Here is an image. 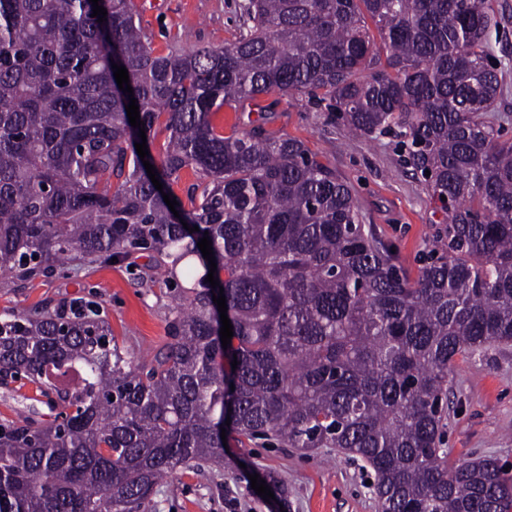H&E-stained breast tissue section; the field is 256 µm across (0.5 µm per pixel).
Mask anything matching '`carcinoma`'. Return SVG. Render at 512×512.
I'll return each instance as SVG.
<instances>
[{
  "label": "carcinoma",
  "instance_id": "obj_1",
  "mask_svg": "<svg viewBox=\"0 0 512 512\" xmlns=\"http://www.w3.org/2000/svg\"><path fill=\"white\" fill-rule=\"evenodd\" d=\"M99 5L101 23L89 0H0V275L157 255L170 341L127 357L92 303L0 320V385L28 379L54 413L0 419V512H156L160 480L224 460L226 426L362 459L380 512H512V468L440 448L456 358L512 340V141L490 115L488 0H247L234 41L167 55L135 0ZM114 63L147 145L165 133L160 163L146 157L161 191ZM290 93L354 135L402 138L444 214L416 277L302 140L216 131L221 108ZM187 167L201 191L176 217L162 193Z\"/></svg>",
  "mask_w": 512,
  "mask_h": 512
}]
</instances>
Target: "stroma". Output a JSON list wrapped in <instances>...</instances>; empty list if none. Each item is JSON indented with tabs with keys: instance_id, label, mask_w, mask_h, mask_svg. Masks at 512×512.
<instances>
[{
	"instance_id": "35a3bbf8",
	"label": "stroma",
	"mask_w": 512,
	"mask_h": 512,
	"mask_svg": "<svg viewBox=\"0 0 512 512\" xmlns=\"http://www.w3.org/2000/svg\"><path fill=\"white\" fill-rule=\"evenodd\" d=\"M146 41L156 53L194 46L221 47L247 23L244 0H135ZM501 24L490 37L501 63L503 95L495 110L512 138V0H491ZM268 98L244 110L217 112L220 133L262 127L301 139L306 147L351 185L365 223L397 249L400 263L417 271L441 216L421 177L406 166L393 136L353 137L327 120L323 107L305 96L283 98L268 111ZM155 258L137 253L122 263L73 262L60 276L11 281L0 277V317L71 300L95 302L122 351L152 358L169 340L171 294L155 278ZM23 413L51 418L36 387L21 380L0 388V416ZM223 464L187 470L162 480L157 512H380L362 460L333 448L302 451L239 441L226 434ZM442 446L449 461L495 458L512 461V341L496 342L458 359L448 379V411ZM274 476L280 488L264 500L252 489L251 474Z\"/></svg>"
}]
</instances>
